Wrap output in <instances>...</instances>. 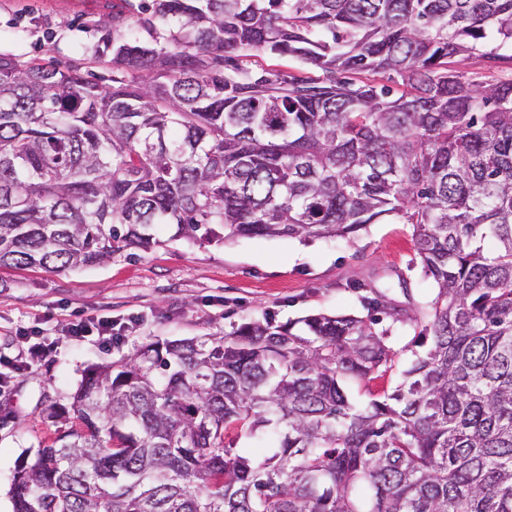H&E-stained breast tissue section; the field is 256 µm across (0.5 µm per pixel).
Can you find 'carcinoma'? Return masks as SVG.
I'll return each instance as SVG.
<instances>
[{
  "mask_svg": "<svg viewBox=\"0 0 512 512\" xmlns=\"http://www.w3.org/2000/svg\"><path fill=\"white\" fill-rule=\"evenodd\" d=\"M99 27L109 85L0 54L1 265L394 221L436 294L362 407L395 363L374 305L88 370L13 512H512V79L453 67L512 70V0H121ZM255 54H257V56L247 57L244 64L254 69L263 67L268 70H278L290 73H298V69L296 68H301L309 72H314L318 75V72L315 69L309 66H302L291 58L271 56L265 53Z\"/></svg>",
  "mask_w": 512,
  "mask_h": 512,
  "instance_id": "obj_1",
  "label": "carcinoma"
}]
</instances>
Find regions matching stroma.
<instances>
[{
	"instance_id": "obj_1",
	"label": "stroma",
	"mask_w": 512,
	"mask_h": 512,
	"mask_svg": "<svg viewBox=\"0 0 512 512\" xmlns=\"http://www.w3.org/2000/svg\"><path fill=\"white\" fill-rule=\"evenodd\" d=\"M111 15L112 0H0V54L101 81L112 68L92 61L91 52L98 22ZM435 293L408 224H371L348 241L166 239L59 273L0 266V358L15 361L19 328L57 330L45 355L0 386V512H12L9 490L19 460L70 427L48 420L46 408L70 407L91 367L128 359L149 341L223 336L250 321L363 316L376 300L397 354L395 368L370 385L380 394L400 381L415 349L410 318ZM90 315L111 317L118 342L61 333L66 322Z\"/></svg>"
}]
</instances>
